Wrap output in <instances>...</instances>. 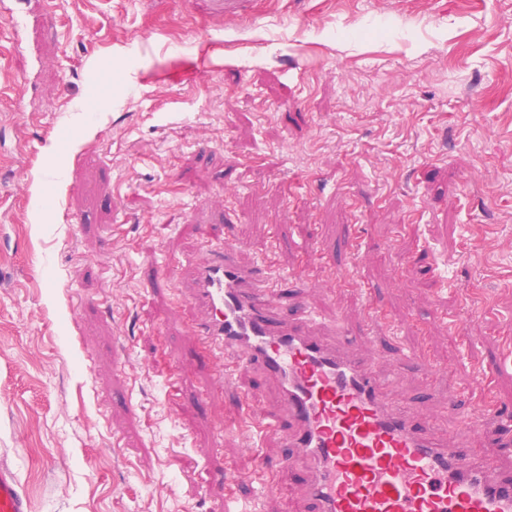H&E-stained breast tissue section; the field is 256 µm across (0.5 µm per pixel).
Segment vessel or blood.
<instances>
[{
	"label": "vessel or blood",
	"mask_w": 512,
	"mask_h": 512,
	"mask_svg": "<svg viewBox=\"0 0 512 512\" xmlns=\"http://www.w3.org/2000/svg\"><path fill=\"white\" fill-rule=\"evenodd\" d=\"M190 331L215 361L225 385L244 367L278 382L280 410L264 427L281 432L286 472L304 465L303 512H512V461L474 457L468 440L497 436L512 445V409L499 403L446 411L462 414L461 433L445 448L413 421L392 392L386 362L367 350L385 317L371 312L342 351L313 333L305 301L289 302L279 284L242 265L237 246H210L192 273ZM0 512H30L12 469L0 464Z\"/></svg>",
	"instance_id": "vessel-or-blood-1"
}]
</instances>
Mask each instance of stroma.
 I'll return each instance as SVG.
<instances>
[{
	"mask_svg": "<svg viewBox=\"0 0 512 512\" xmlns=\"http://www.w3.org/2000/svg\"><path fill=\"white\" fill-rule=\"evenodd\" d=\"M202 225L303 275L327 341L400 326L435 434L475 364L472 403L512 404V0H0V462L31 512H299L298 477L250 479L275 382L212 386L185 328Z\"/></svg>",
	"mask_w": 512,
	"mask_h": 512,
	"instance_id": "obj_1",
	"label": "stroma"
}]
</instances>
